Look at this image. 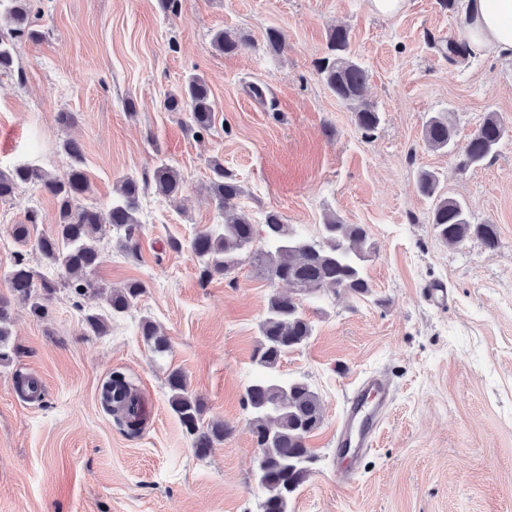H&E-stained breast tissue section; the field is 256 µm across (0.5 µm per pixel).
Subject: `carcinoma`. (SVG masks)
<instances>
[{"instance_id": "carcinoma-1", "label": "carcinoma", "mask_w": 512, "mask_h": 512, "mask_svg": "<svg viewBox=\"0 0 512 512\" xmlns=\"http://www.w3.org/2000/svg\"><path fill=\"white\" fill-rule=\"evenodd\" d=\"M35 15L34 0H0V73L14 69L17 39H38L39 34L33 29ZM248 44L249 37L244 33L219 30L212 37L214 49L224 55L234 54ZM446 50L451 62L472 55L466 42L454 39L446 43ZM318 72L339 100L353 106L358 128L366 135L376 131L380 112L364 96L367 71L350 56L346 30L331 31L327 54L319 61ZM164 106L170 112L187 113L198 133L209 134L215 130V104L207 81L199 74L188 75L168 95ZM423 134L426 144L434 151L448 153L454 146L453 128L446 112L429 116ZM506 137L507 129L496 113H488L460 154L459 167L465 170L483 164L498 152ZM63 150L70 164L61 174L33 163L0 169V202L11 201L22 186H30L55 200L56 229L38 238L36 249L46 264L64 268L74 278L71 287L82 295L93 287L88 276L99 265V234L103 225L112 226L123 251L136 254L142 193L152 186L164 198L177 197L185 191V181L174 166L161 160L149 178L136 174L121 177L107 209L81 206L78 200L92 191L82 168L83 146L77 140L68 139L63 143ZM209 168L212 176L208 189L217 204L220 222L199 232L190 242L200 261L201 279L228 276L249 260L267 277L286 282L292 288L287 294L274 293L268 299L253 353L259 373L246 387L244 396L251 410L255 444L262 449L265 459L264 469L257 472L258 484L264 492L262 512H289L291 497L311 473L313 453L307 447V438L320 427L323 412L318 394L307 382L283 381L278 369L286 355L303 347L313 336V324L301 309L302 299L334 294L338 289L353 295L369 293L363 265L372 257L374 247L363 225L347 224L334 212L326 215L317 240L299 234L276 211L265 214L259 236L251 218L235 211V201L244 193L236 174L225 169L219 157L209 160ZM417 187L423 196L435 201L432 224L441 240L458 244L475 235L487 247L496 246L495 226L472 223L469 211L459 200L439 194L434 173L420 172ZM36 223L37 214L32 210L27 223L12 226L15 241L28 243ZM8 288L10 296H0V365L9 363L14 354L8 343L11 300L32 302L33 312L40 315L44 306L34 300L37 289L48 293L54 284L38 277L19 258L9 274ZM144 292L145 287L139 281L113 290L107 300L108 309L85 315L88 328L97 334L105 332L108 319L127 311ZM140 334L156 352L167 351V339L150 319H142ZM167 384L170 407L190 436L192 448L199 456L207 455L214 443L229 434L228 426L216 419L204 421L205 405L189 393L181 371H170ZM100 399L105 406L112 407L117 423L126 427L128 433L136 435L142 430V403L125 376L112 374L100 388Z\"/></svg>"}]
</instances>
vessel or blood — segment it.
Instances as JSON below:
<instances>
[{
	"label": "vessel or blood",
	"instance_id": "obj_1",
	"mask_svg": "<svg viewBox=\"0 0 512 512\" xmlns=\"http://www.w3.org/2000/svg\"><path fill=\"white\" fill-rule=\"evenodd\" d=\"M388 386L376 377L365 379L356 390L355 402L341 426L340 444L354 449H370L384 417Z\"/></svg>",
	"mask_w": 512,
	"mask_h": 512
}]
</instances>
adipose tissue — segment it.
<instances>
[{"mask_svg":"<svg viewBox=\"0 0 512 512\" xmlns=\"http://www.w3.org/2000/svg\"><path fill=\"white\" fill-rule=\"evenodd\" d=\"M470 47L512 58V0H458Z\"/></svg>","mask_w":512,"mask_h":512,"instance_id":"1","label":"adipose tissue"}]
</instances>
